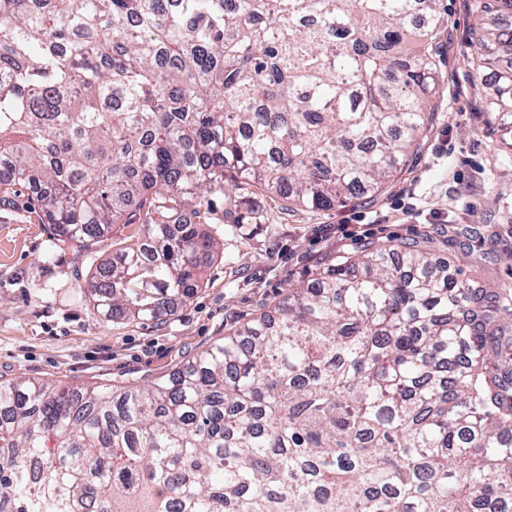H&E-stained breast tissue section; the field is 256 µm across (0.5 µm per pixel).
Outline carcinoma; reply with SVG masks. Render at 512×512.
<instances>
[{
  "label": "carcinoma",
  "instance_id": "1",
  "mask_svg": "<svg viewBox=\"0 0 512 512\" xmlns=\"http://www.w3.org/2000/svg\"><path fill=\"white\" fill-rule=\"evenodd\" d=\"M483 108L512 128V0H474ZM438 0H0V190L159 321L200 287L203 189L363 201L419 147ZM0 512H512V294L367 245L148 385L0 381ZM123 222L124 219L117 224H112L99 243L95 244L93 250L99 251L102 257L111 256L124 245L129 236L138 231L140 226L145 225L139 224L138 220H136V224H122Z\"/></svg>",
  "mask_w": 512,
  "mask_h": 512
}]
</instances>
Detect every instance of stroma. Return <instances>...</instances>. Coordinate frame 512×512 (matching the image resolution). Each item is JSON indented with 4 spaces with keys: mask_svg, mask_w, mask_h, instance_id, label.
<instances>
[{
    "mask_svg": "<svg viewBox=\"0 0 512 512\" xmlns=\"http://www.w3.org/2000/svg\"><path fill=\"white\" fill-rule=\"evenodd\" d=\"M438 7L433 117L384 190L318 210L252 184L238 192L231 224L215 191L202 225L219 247L197 293L171 303L162 322L101 319L83 291L92 272L85 252L55 240L27 191L13 188L0 205V380L153 382L271 310L337 253L368 242L431 236L438 257L474 287L512 292V133L502 134L482 107L472 0H439ZM455 229L463 232L460 244L445 246Z\"/></svg>",
    "mask_w": 512,
    "mask_h": 512,
    "instance_id": "stroma-1",
    "label": "stroma"
}]
</instances>
